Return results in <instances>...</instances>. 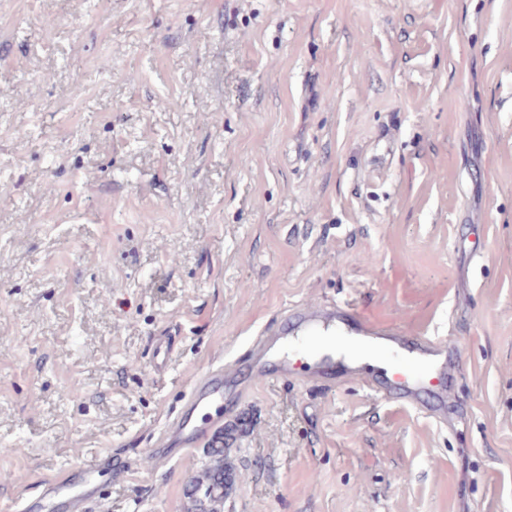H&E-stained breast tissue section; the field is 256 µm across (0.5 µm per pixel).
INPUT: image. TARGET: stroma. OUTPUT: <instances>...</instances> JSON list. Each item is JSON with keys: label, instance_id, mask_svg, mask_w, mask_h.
I'll use <instances>...</instances> for the list:
<instances>
[{"label": "stroma", "instance_id": "35a3bbf8", "mask_svg": "<svg viewBox=\"0 0 512 512\" xmlns=\"http://www.w3.org/2000/svg\"><path fill=\"white\" fill-rule=\"evenodd\" d=\"M345 298L458 340L451 426L241 378L224 512H512V0H0V512H186L193 380ZM101 469L110 471L112 487V454L108 453L71 469L63 480L51 484L32 500L27 506L28 512H46L57 508L67 512H85L87 503L101 495L96 481V473Z\"/></svg>", "mask_w": 512, "mask_h": 512}]
</instances>
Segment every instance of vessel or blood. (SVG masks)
Wrapping results in <instances>:
<instances>
[{"mask_svg": "<svg viewBox=\"0 0 512 512\" xmlns=\"http://www.w3.org/2000/svg\"><path fill=\"white\" fill-rule=\"evenodd\" d=\"M289 343L303 345L309 381L329 388L344 381L416 409L422 406V394L432 389L437 404L429 414L439 423L448 421V405L456 400L460 379V353L453 339L379 325L350 301L306 303L267 324L233 364L210 366L196 378L175 419L157 436L152 459L168 462L208 440L212 426L224 420V390L240 374L257 382L293 375L298 357L285 352ZM111 466L112 457L105 454L74 467L32 500L29 512H85L87 503L101 495L97 472Z\"/></svg>", "mask_w": 512, "mask_h": 512, "instance_id": "b4317fda", "label": "vessel or blood"}]
</instances>
